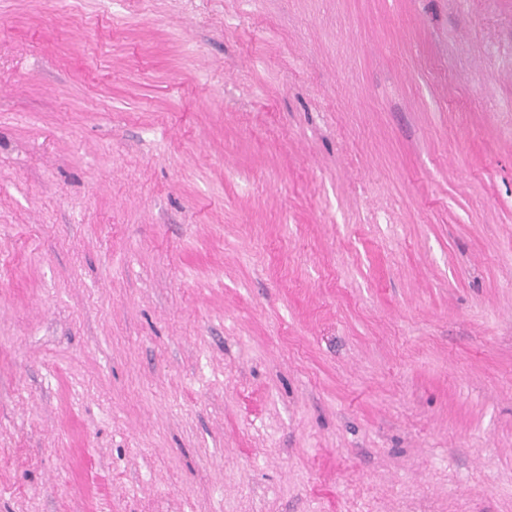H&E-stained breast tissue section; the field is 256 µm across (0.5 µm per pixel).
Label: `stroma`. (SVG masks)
Returning a JSON list of instances; mask_svg holds the SVG:
<instances>
[{
	"label": "stroma",
	"instance_id": "1",
	"mask_svg": "<svg viewBox=\"0 0 512 512\" xmlns=\"http://www.w3.org/2000/svg\"><path fill=\"white\" fill-rule=\"evenodd\" d=\"M0 512H512V0H0Z\"/></svg>",
	"mask_w": 512,
	"mask_h": 512
}]
</instances>
